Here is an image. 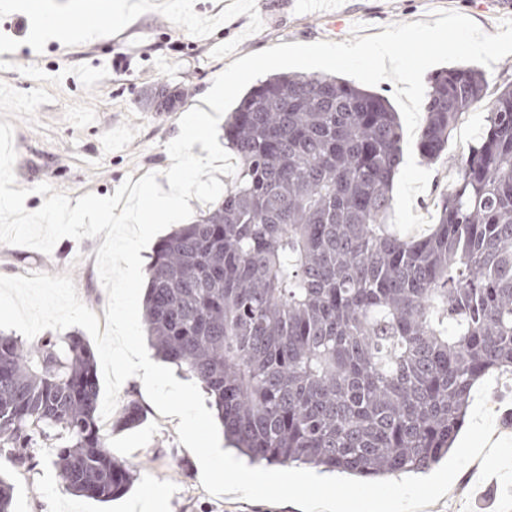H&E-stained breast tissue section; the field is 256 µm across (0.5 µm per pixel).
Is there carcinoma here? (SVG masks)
<instances>
[{
    "label": "carcinoma",
    "mask_w": 512,
    "mask_h": 512,
    "mask_svg": "<svg viewBox=\"0 0 512 512\" xmlns=\"http://www.w3.org/2000/svg\"><path fill=\"white\" fill-rule=\"evenodd\" d=\"M476 68L430 81L420 156L435 162L488 96ZM457 164L431 231L387 224L397 113L346 80L281 74L224 126L237 171L222 200L155 246L145 326L210 395L224 441L252 464L357 478L425 473L448 455L475 383L512 373V83ZM167 84L147 100L171 112ZM95 356L78 338L0 333V456L65 440V487L108 502L133 482L97 423ZM144 420L135 401L119 424Z\"/></svg>",
    "instance_id": "obj_1"
}]
</instances>
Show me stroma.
<instances>
[{"label": "stroma", "mask_w": 512, "mask_h": 512, "mask_svg": "<svg viewBox=\"0 0 512 512\" xmlns=\"http://www.w3.org/2000/svg\"><path fill=\"white\" fill-rule=\"evenodd\" d=\"M88 0H44L41 13H0V121L14 125L18 186L29 191L25 208L44 201L34 186L47 183L70 200L94 193L113 195L126 178L140 180L171 165L166 145L180 132L179 120L201 106L207 88L235 60L281 43L345 42L382 33L393 24L433 22L453 10L487 34L503 18L491 0H331L334 19L317 14L311 0H147L143 12L115 23L101 19L93 33L50 37L49 15L78 13ZM184 89L175 111L157 114L145 98L158 83ZM491 99L463 115L442 157L429 164L427 189L413 211L436 222L442 196L450 191L456 165L480 135ZM102 238H63L51 253L0 244V275H69L80 300L104 317L108 297L96 266ZM137 400L143 422L119 427V412L100 419L112 451L135 473L129 492L109 502L67 490L52 464L55 451L33 449L20 464L0 456V477L13 486V512H129L148 485L165 497L159 512H301L293 504L250 502L215 496L201 485L195 455L178 441V421L162 416L135 379L120 388L119 404ZM500 481L480 480L464 467L447 496L423 512H494Z\"/></svg>", "instance_id": "35a3bbf8"}]
</instances>
